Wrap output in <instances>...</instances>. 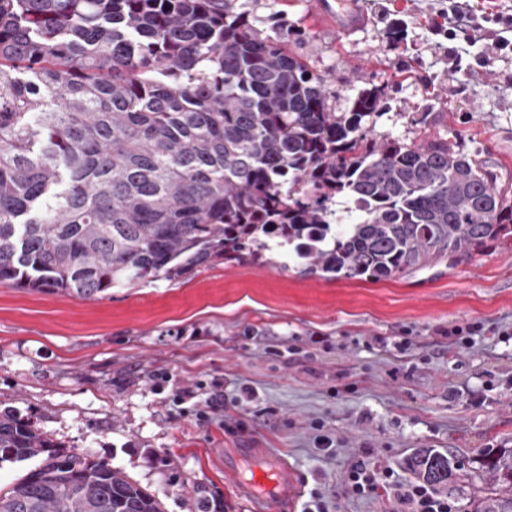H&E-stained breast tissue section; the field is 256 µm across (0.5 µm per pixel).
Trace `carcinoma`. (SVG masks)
I'll use <instances>...</instances> for the list:
<instances>
[{
    "instance_id": "obj_1",
    "label": "carcinoma",
    "mask_w": 512,
    "mask_h": 512,
    "mask_svg": "<svg viewBox=\"0 0 512 512\" xmlns=\"http://www.w3.org/2000/svg\"><path fill=\"white\" fill-rule=\"evenodd\" d=\"M325 79L236 0H0V281L91 299L217 261L380 280L468 257L512 234L494 174L448 140L362 125ZM351 200L355 211L334 209ZM0 512H164L103 457L0 410ZM475 512H512V448H486ZM416 479L450 488L448 454Z\"/></svg>"
}]
</instances>
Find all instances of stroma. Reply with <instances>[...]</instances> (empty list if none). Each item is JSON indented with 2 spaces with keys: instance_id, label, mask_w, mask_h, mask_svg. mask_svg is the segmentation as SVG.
<instances>
[{
  "instance_id": "1",
  "label": "stroma",
  "mask_w": 512,
  "mask_h": 512,
  "mask_svg": "<svg viewBox=\"0 0 512 512\" xmlns=\"http://www.w3.org/2000/svg\"><path fill=\"white\" fill-rule=\"evenodd\" d=\"M257 29L282 33L320 72L337 111L384 87L372 136H442L494 171L512 204V52L488 21L474 42L432 32L441 0H351L366 19L336 35L317 0H237ZM401 24L404 38L388 30ZM480 325L461 346L449 329ZM204 383L224 406L200 420L153 388ZM28 415L55 443L109 459L165 512H197L193 492L224 512H259L249 466L259 448L282 460L302 493L340 512H392L356 498L344 466L376 458L400 475L418 448L450 453L451 499L472 512L490 487L483 449L512 447V237L457 261L390 279L326 280L282 258L198 266L173 281L96 299L0 283V410ZM335 439L315 445V423Z\"/></svg>"
}]
</instances>
